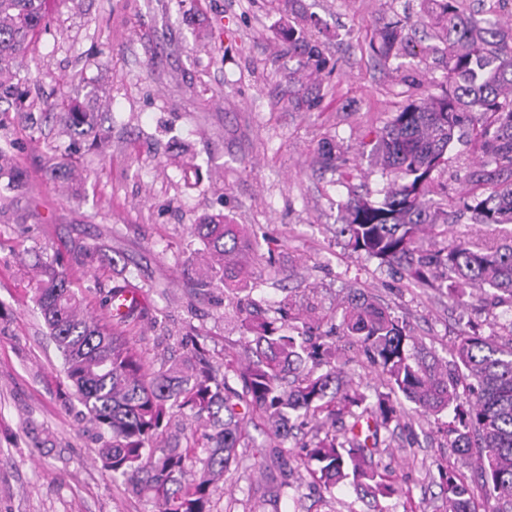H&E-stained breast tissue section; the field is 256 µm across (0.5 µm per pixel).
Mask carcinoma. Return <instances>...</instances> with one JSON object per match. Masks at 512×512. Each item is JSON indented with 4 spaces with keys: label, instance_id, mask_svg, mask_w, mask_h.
I'll list each match as a JSON object with an SVG mask.
<instances>
[{
    "label": "carcinoma",
    "instance_id": "carcinoma-1",
    "mask_svg": "<svg viewBox=\"0 0 512 512\" xmlns=\"http://www.w3.org/2000/svg\"><path fill=\"white\" fill-rule=\"evenodd\" d=\"M51 2L0 0V100L17 96L12 69L46 26ZM420 3L443 34L448 87L409 103L378 132L372 160L396 180L380 201L349 199L339 234L353 251L399 266L416 287L439 289L465 306L470 298L491 295L512 308V236L450 237L448 212L429 197L433 174L448 166L457 133L471 127L479 131V156L468 179L489 192L462 194V209L477 224H512V22L476 20L461 11L459 0ZM309 25L303 17L288 27V43L317 75L324 58L308 36ZM372 49L384 60L414 51L397 21L380 27ZM58 118L67 130L98 129L93 146L108 138L98 128V113L77 101L64 105ZM25 183L10 148L0 146V213L14 205ZM190 233L202 244L189 260L194 294L222 288L238 310L250 352L238 368L212 363L198 346L165 369L150 368L121 331L134 314L118 310L126 287L115 285L102 299L113 308L109 328L81 313L82 300L61 262L37 265L33 301L112 479L150 502L152 512H213L220 478L244 466L247 416L255 412L283 439L297 425L315 422L311 436L296 444L297 457L329 500L349 484L364 497L392 501L378 512H397L403 490L374 454L391 447L390 425L398 428L404 419L397 408L402 397L440 422L456 452L477 449L475 471L488 512H512V315L493 317L488 333L469 322L446 361L411 336L404 320L355 290L339 322L314 338L308 325L323 320L314 292L288 295L273 309L252 297L264 255L244 252L242 225L206 217ZM430 235L441 242L426 241ZM342 355L347 363L365 358L387 392L373 402L361 383H343L336 365ZM344 414L353 422L342 436L320 435ZM439 487L445 512H472L473 492L454 473L439 472ZM295 491L288 479L273 478L264 495L275 501Z\"/></svg>",
    "mask_w": 512,
    "mask_h": 512
}]
</instances>
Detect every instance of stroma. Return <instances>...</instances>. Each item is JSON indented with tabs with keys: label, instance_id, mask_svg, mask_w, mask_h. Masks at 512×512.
<instances>
[{
	"label": "stroma",
	"instance_id": "35a3bbf8",
	"mask_svg": "<svg viewBox=\"0 0 512 512\" xmlns=\"http://www.w3.org/2000/svg\"><path fill=\"white\" fill-rule=\"evenodd\" d=\"M418 12L419 0H55L14 71L36 124L0 106V143H15L27 176L17 205L0 213V512L151 510L112 480L98 441L78 430L79 405L32 300L37 260H66L83 311L98 318L102 291H140L125 331L152 367L194 339L212 362L235 365L246 355L233 310L223 291L196 297L186 266L198 246L189 225L222 214L244 225L247 240L279 243L272 265L257 273L255 297L274 303L283 287H314L331 314L358 288L448 357L470 310L336 236L342 204L382 199L387 184L361 157L364 144L394 112L448 83L444 61H385L370 48L390 20L421 33ZM300 15L317 19L313 34L329 62L313 80L288 48L286 32ZM65 99L111 126L104 150L61 136L54 113ZM57 162L74 168L76 180L51 178ZM78 242L100 248L90 267L71 261ZM27 421L41 431L42 448L23 433ZM252 435V468L225 475L215 512H370L349 488L334 505L319 502L300 464L296 497L263 500L274 436L263 426ZM381 462L413 512H442L438 470L474 479L434 419L416 413Z\"/></svg>",
	"mask_w": 512,
	"mask_h": 512
}]
</instances>
